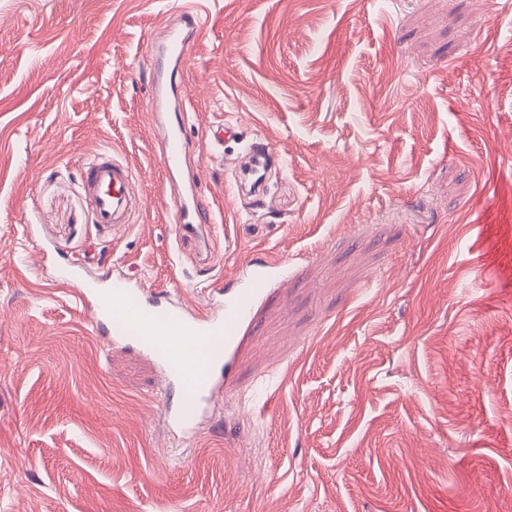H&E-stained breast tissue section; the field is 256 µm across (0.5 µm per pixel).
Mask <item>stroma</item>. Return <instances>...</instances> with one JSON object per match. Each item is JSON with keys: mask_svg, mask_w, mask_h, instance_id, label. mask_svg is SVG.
Returning <instances> with one entry per match:
<instances>
[{"mask_svg": "<svg viewBox=\"0 0 512 512\" xmlns=\"http://www.w3.org/2000/svg\"><path fill=\"white\" fill-rule=\"evenodd\" d=\"M181 2L0 0V512H512V0H211L197 240L147 119ZM254 141L256 193L226 164ZM102 148L139 172L121 230L81 184ZM267 252L291 272L189 438L55 280L118 268L194 307ZM271 151L268 145L262 141L253 142L249 146V158L252 165V175L255 177L253 189L261 188L267 168L269 166Z\"/></svg>", "mask_w": 512, "mask_h": 512, "instance_id": "35a3bbf8", "label": "stroma"}]
</instances>
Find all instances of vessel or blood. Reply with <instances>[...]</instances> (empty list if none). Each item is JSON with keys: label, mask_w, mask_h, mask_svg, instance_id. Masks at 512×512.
<instances>
[{"label": "vessel or blood", "mask_w": 512, "mask_h": 512, "mask_svg": "<svg viewBox=\"0 0 512 512\" xmlns=\"http://www.w3.org/2000/svg\"><path fill=\"white\" fill-rule=\"evenodd\" d=\"M206 13L204 0H192L177 11L148 49L149 115L171 187L174 220L187 237L208 221L199 186L194 176L185 173L194 146L185 133L186 97L181 90L189 50L205 29ZM270 155L264 142L249 147L254 188L264 182ZM82 174L94 223L115 227L132 223L143 200L134 191L135 177L128 165L103 150L83 162ZM57 277L76 287L79 299L95 323L106 327L113 344L136 347L153 359L164 394L178 396L165 404L170 426L192 435L207 408L231 389L236 342L254 308L287 281L288 264L277 257L246 262L233 283L211 292L198 309L167 294L145 295L143 288L118 270L84 278L64 268Z\"/></svg>", "instance_id": "obj_1"}]
</instances>
